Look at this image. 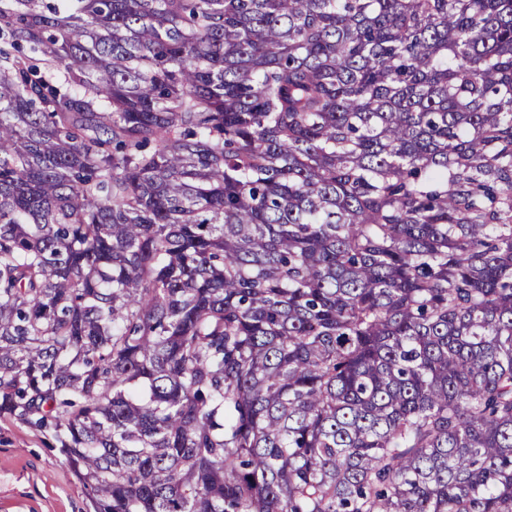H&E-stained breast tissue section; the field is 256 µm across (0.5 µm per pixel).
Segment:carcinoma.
<instances>
[{
	"instance_id": "carcinoma-1",
	"label": "carcinoma",
	"mask_w": 512,
	"mask_h": 512,
	"mask_svg": "<svg viewBox=\"0 0 512 512\" xmlns=\"http://www.w3.org/2000/svg\"><path fill=\"white\" fill-rule=\"evenodd\" d=\"M0 40V420L95 512H512V0Z\"/></svg>"
}]
</instances>
